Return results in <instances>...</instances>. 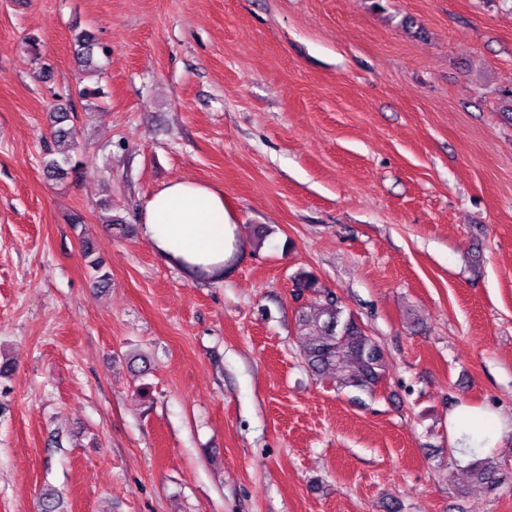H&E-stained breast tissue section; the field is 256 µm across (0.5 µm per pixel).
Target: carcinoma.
<instances>
[{
	"instance_id": "cac0c4a2",
	"label": "carcinoma",
	"mask_w": 512,
	"mask_h": 512,
	"mask_svg": "<svg viewBox=\"0 0 512 512\" xmlns=\"http://www.w3.org/2000/svg\"><path fill=\"white\" fill-rule=\"evenodd\" d=\"M80 46L78 61L82 71L94 67L93 39L88 34L77 38ZM50 141L56 156L44 161V171L50 177L64 173L65 166L79 164V133L71 125L70 112L57 105L48 112ZM297 298H310L298 309L296 337L302 358L316 375L336 373L337 386L372 394L388 371L387 359L378 343L369 336L351 314H344L336 294L319 285L310 273L301 272L293 282ZM477 483L495 487L504 474L491 458L477 459L468 468Z\"/></svg>"
}]
</instances>
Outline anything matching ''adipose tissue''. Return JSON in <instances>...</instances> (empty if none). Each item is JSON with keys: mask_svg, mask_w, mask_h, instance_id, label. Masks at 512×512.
Masks as SVG:
<instances>
[{"mask_svg": "<svg viewBox=\"0 0 512 512\" xmlns=\"http://www.w3.org/2000/svg\"><path fill=\"white\" fill-rule=\"evenodd\" d=\"M140 223L145 240L163 262L207 281L223 280L225 270L247 248L224 204L223 190L202 183L162 185L144 203ZM449 420L460 439L459 456L492 447L499 437L500 424L489 412L463 406Z\"/></svg>", "mask_w": 512, "mask_h": 512, "instance_id": "obj_1", "label": "adipose tissue"}]
</instances>
